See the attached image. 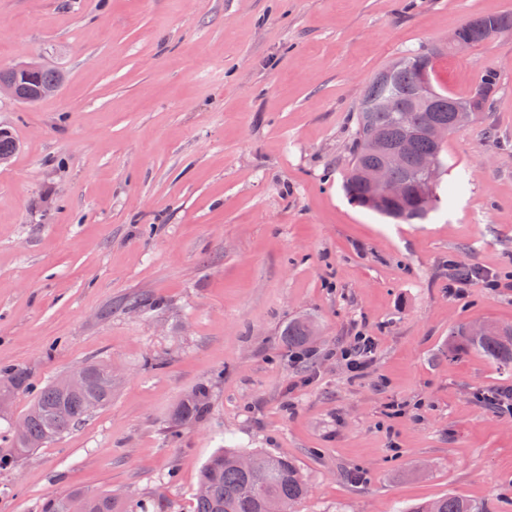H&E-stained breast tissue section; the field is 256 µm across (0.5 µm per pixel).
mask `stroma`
Here are the masks:
<instances>
[{
    "label": "stroma",
    "instance_id": "1",
    "mask_svg": "<svg viewBox=\"0 0 512 512\" xmlns=\"http://www.w3.org/2000/svg\"><path fill=\"white\" fill-rule=\"evenodd\" d=\"M512 0H0V68L59 70L56 94L0 100L20 142L0 165V366L29 390L0 416V512L75 488L191 512L222 448L297 461L296 512H403L455 494L512 512L511 388L460 324H512V288L448 293V265L512 273V33L436 62L438 92L497 74L482 119L451 133L421 224L351 205L355 109L381 70ZM316 326L294 362L282 330ZM377 339L351 373L339 349ZM112 364V401L11 462L47 382ZM206 419L171 435L199 383ZM397 448H389V440ZM475 395L480 402L483 403L485 400L492 404L488 405L484 403L494 412L500 415H512V391L509 389H497L492 391L478 390Z\"/></svg>",
    "mask_w": 512,
    "mask_h": 512
}]
</instances>
